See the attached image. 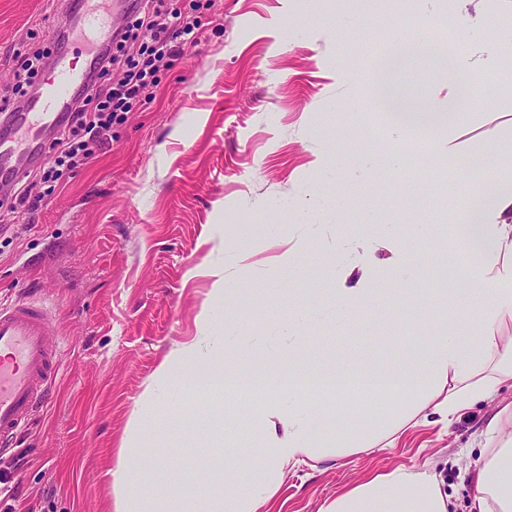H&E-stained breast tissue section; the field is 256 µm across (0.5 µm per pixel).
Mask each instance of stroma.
<instances>
[{
    "label": "stroma",
    "mask_w": 512,
    "mask_h": 512,
    "mask_svg": "<svg viewBox=\"0 0 512 512\" xmlns=\"http://www.w3.org/2000/svg\"><path fill=\"white\" fill-rule=\"evenodd\" d=\"M71 0H0V94L16 84L13 56L48 46ZM202 34L198 45L161 63L138 104L112 128V144L74 169L44 200L37 224L0 218V302L41 300L53 309L60 376L27 428L0 447V473L20 482L15 512H114L109 470L129 433L144 430L145 457L166 474L141 468L162 491L223 486L198 449L225 461L246 458L260 440L240 403L246 395L189 390L174 406L141 401L156 391L164 359L181 346L225 335L245 340L248 356L272 376L299 365L370 356L366 370L405 367L421 330L444 319L439 283L419 291L422 274L401 272L413 304L359 309L342 319L330 290L355 286L338 266L352 258L335 225L301 218L310 197H343L344 223L357 212L372 224L406 225L455 209L447 194L404 207L402 185L370 187L371 160L411 154L428 140L384 131L369 95V68L400 25L391 0H179ZM512 141V95L500 81L477 80L450 132L456 155L489 138ZM222 284L224 296L213 288ZM318 289L316 313L297 354L281 335L297 303ZM386 316L383 330L370 322ZM496 409L474 405L449 427L420 419L392 448L348 452L301 465L273 499L274 512H318L321 503L368 472L426 464L441 471L456 512H466L468 471L482 450L476 434Z\"/></svg>",
    "instance_id": "35a3bbf8"
}]
</instances>
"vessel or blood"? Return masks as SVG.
<instances>
[{
    "label": "vessel or blood",
    "instance_id": "b4317fda",
    "mask_svg": "<svg viewBox=\"0 0 512 512\" xmlns=\"http://www.w3.org/2000/svg\"><path fill=\"white\" fill-rule=\"evenodd\" d=\"M129 0H112L104 11L96 0H72L64 26L78 30L85 42L103 46L123 18ZM54 66L18 117L13 133L0 136V181L20 165L40 159L46 136L75 102L88 81L92 59L76 64L68 45L58 44ZM53 315L45 304L19 300L0 304V445L30 420L35 404L47 396L58 374Z\"/></svg>",
    "mask_w": 512,
    "mask_h": 512
}]
</instances>
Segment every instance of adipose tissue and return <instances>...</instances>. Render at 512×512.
<instances>
[{
    "instance_id": "1",
    "label": "adipose tissue",
    "mask_w": 512,
    "mask_h": 512,
    "mask_svg": "<svg viewBox=\"0 0 512 512\" xmlns=\"http://www.w3.org/2000/svg\"><path fill=\"white\" fill-rule=\"evenodd\" d=\"M404 2L419 8L413 31L375 61L371 92L388 109L394 130L429 133L434 150L439 151L447 145L443 131L454 126L460 112L463 83L488 73L512 82V24L491 23L475 45L447 53L434 41L432 29L447 24L471 31L470 13L459 7L442 10L439 0ZM427 54L440 55L447 69L448 97L434 110L412 108V98L400 82L404 66ZM447 170L449 181L460 185V197L458 209L449 212L443 225L441 250L428 249L433 233L428 224L408 225L404 247L390 242L388 233L375 230L366 218L341 225L340 230L344 238L362 246L368 258L377 245L386 244L391 270L407 264L417 269L439 266L446 282L444 294L456 318L440 325L438 336L401 370L364 372L325 362L282 378H261V399L252 413L265 426L259 464L235 460L225 473L226 490L182 498L174 512H270L269 504L284 477L300 464L327 455L321 430H334L336 448L370 452L381 435H393L424 410L448 424L463 410L494 401L502 385L512 384V336L499 333L502 324L512 321V144L477 148L470 155L452 158ZM459 245L469 257L463 266L455 258ZM477 308L484 318L476 325L471 313ZM248 377L247 371L226 362L223 351L202 353L194 344L174 351L158 371L163 386L175 389L196 383L231 392ZM307 387L318 396L333 391L372 394L378 403L377 418L350 426L343 415L313 410L300 394ZM478 439L484 453L469 471L474 494L468 512H512V402L489 417ZM141 455V442L131 438L111 471L117 492L114 512H165L164 501L136 477L134 466ZM248 467L254 470L253 483L235 487L236 470ZM450 508L442 474L400 465L372 472L326 501L319 512H450Z\"/></svg>"
}]
</instances>
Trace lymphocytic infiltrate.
Wrapping results in <instances>:
<instances>
[{
    "label": "lymphocytic infiltrate",
    "mask_w": 512,
    "mask_h": 512,
    "mask_svg": "<svg viewBox=\"0 0 512 512\" xmlns=\"http://www.w3.org/2000/svg\"><path fill=\"white\" fill-rule=\"evenodd\" d=\"M128 13V24L113 33L94 59L89 84L81 92L84 106L66 112L43 146V162L35 172L11 180L0 208L35 217L44 196L61 185L66 171L111 142L113 124L123 122L143 97L158 62L178 56L181 44L194 46L201 39L197 21L182 13L177 0H132ZM113 70L120 71V79L101 84V76Z\"/></svg>",
    "instance_id": "f902f5d3"
}]
</instances>
